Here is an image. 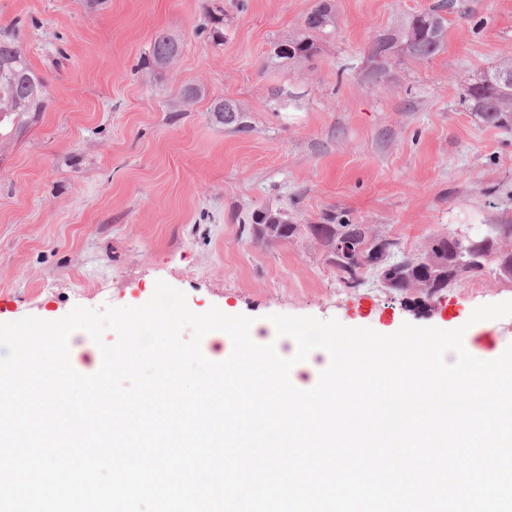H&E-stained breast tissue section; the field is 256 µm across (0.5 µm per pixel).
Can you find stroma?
<instances>
[{
	"mask_svg": "<svg viewBox=\"0 0 512 512\" xmlns=\"http://www.w3.org/2000/svg\"><path fill=\"white\" fill-rule=\"evenodd\" d=\"M437 2L336 0L335 36L278 67L274 42L315 0H0V26L20 21L48 98L0 124V322L140 306L160 280L197 314L334 318L384 335L454 330L512 301V280L491 269L420 304L369 277L349 286L307 230L345 214L414 252L437 233L512 222V128L484 125L464 99L512 58V0H456L438 54L365 76L375 34ZM216 6L220 42L202 31ZM161 32L180 57L137 70ZM219 99L245 129L213 112ZM268 208L300 232L257 240L252 216Z\"/></svg>",
	"mask_w": 512,
	"mask_h": 512,
	"instance_id": "obj_1",
	"label": "stroma"
}]
</instances>
